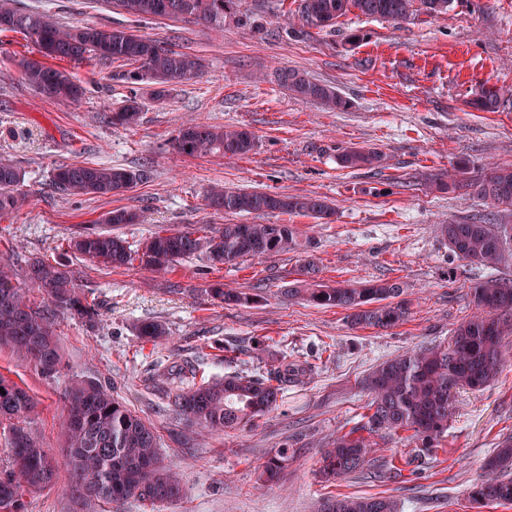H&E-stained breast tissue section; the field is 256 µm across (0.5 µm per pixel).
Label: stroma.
Instances as JSON below:
<instances>
[{"label":"stroma","instance_id":"stroma-1","mask_svg":"<svg viewBox=\"0 0 512 512\" xmlns=\"http://www.w3.org/2000/svg\"><path fill=\"white\" fill-rule=\"evenodd\" d=\"M17 4L70 23L130 24L205 63L204 75L175 85L166 102L145 100L136 127L115 128L107 115L130 87L112 70L68 63L85 95L80 106L60 104L22 76L20 62L37 56L36 46L18 34L0 35V160L21 167L28 193L20 209L0 214V256L15 257L19 275L30 259L69 264L99 308L92 325L56 311L63 367L54 378L0 348V376L35 398L27 427L58 464L54 485L26 495L24 512H317L322 498L338 495L389 497L399 512H512V503L478 505L469 497L486 459L512 436V340L492 383L457 392L448 429L426 451L418 474L403 470L413 444L402 431L371 435L366 473L329 482L319 474L322 449L361 421L370 400L362 379L407 351L446 346L452 330L478 313L472 286L512 278V258L493 267L451 259L436 231L483 217L490 205L465 188L429 193L421 186L447 172L471 182L487 168L512 167V0H452L447 13L420 11L400 24L352 12L335 27L305 34L299 0L272 12L263 0H239L240 13L262 20L256 36L233 23L220 31L170 18L132 24L107 0ZM355 32L360 41H351ZM281 67L334 86L348 108L333 112L296 99L274 79ZM484 89L498 91L509 108H472ZM193 120L245 126L255 148L235 158L180 154L172 141ZM353 147L379 152L381 167H342L340 156ZM75 162L142 169L146 177L115 196L56 192L53 170ZM214 186L321 195L335 202L336 214H227L207 205ZM117 208L144 212V223L111 228L135 244L161 230L291 223L303 246L218 270L198 253L161 271L110 268L69 250L74 232ZM309 261L332 285L400 283L408 318L387 330L354 329L343 309L288 298V285ZM216 283L248 293L249 302H214L207 290ZM149 321L166 329L158 343L138 336ZM282 355L308 362L314 374L254 425L226 433L189 427L170 404L171 373L183 366L213 381L230 368L265 371ZM77 379L106 385L154 429L163 464L179 475L178 499L153 506L119 500L90 511L75 498L60 427L67 414L62 395ZM282 448L288 460L279 481L263 485L265 463Z\"/></svg>","mask_w":512,"mask_h":512}]
</instances>
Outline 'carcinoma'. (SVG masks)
Listing matches in <instances>:
<instances>
[{
  "instance_id": "carcinoma-1",
  "label": "carcinoma",
  "mask_w": 512,
  "mask_h": 512,
  "mask_svg": "<svg viewBox=\"0 0 512 512\" xmlns=\"http://www.w3.org/2000/svg\"><path fill=\"white\" fill-rule=\"evenodd\" d=\"M125 14L138 20L150 17L182 18L224 29L230 20L250 26L261 24L238 13L237 0H114ZM450 0H301L298 13L302 26L325 28L357 10L375 19L404 21L417 11L429 14L448 11ZM15 32L32 42L38 58L21 61L23 78L43 97L71 105L80 102L84 88L72 73L49 64L51 60L110 66L121 62L127 69L117 76L131 85H145L151 99H168L171 86L199 77L204 63L199 57L173 49L167 43L126 28L100 27L91 23L62 25L51 16L21 10L15 0H0V33ZM279 85L297 98L316 101L332 110H344L348 102L332 86L319 83L295 69L276 73ZM474 108L495 112L503 105L493 90L473 100ZM142 103L133 95L112 111L110 123L133 127L140 123ZM179 153L188 156L222 154L242 156L254 148V138L245 128L190 123L173 140ZM345 168L374 170L381 156L370 150H349L341 156ZM145 177L139 169L118 166L66 164L54 169L52 185L73 197L119 195ZM21 168L0 161V213L17 209L27 198L20 190ZM472 191L495 207L512 212V168H499L469 184ZM210 205L226 213L278 212L284 215L329 219L334 204L325 197L280 195L245 189H215ZM139 215L115 209L103 216V224H135ZM502 223L467 221L443 224L440 232L449 251L459 260L496 264L504 260L498 234ZM300 247L293 224H225L197 236L191 231L158 232L131 247L110 231L86 227L70 239L68 248L109 267L139 265L165 270L184 257L202 253L213 266L233 265L244 257H260ZM304 279L288 289V296L302 297L318 306L348 311L354 328H392L404 321L409 302L397 283L385 280L360 285L334 286L317 280L318 269L309 262ZM481 313L459 324L448 345L407 352L377 366L364 380L371 394L364 423L336 436L320 459L322 475L331 480L362 470L368 463V434L409 431L408 439L427 449L448 429L454 394L463 388H481L495 380L504 361L502 340L512 330V280L490 279L471 289ZM211 298L233 306L248 300L247 294L216 284ZM62 309L92 324L98 305L78 288L73 270L60 262L28 263L26 278L15 277L8 264L0 265V346L22 355L43 376L51 378L61 369L58 340L53 328L55 311ZM138 336L156 343L165 336L156 322L143 323ZM313 375L309 365L282 358L267 373L227 372L224 378L201 384L177 386L171 392L176 413L190 426L216 430L255 424L284 402L290 387ZM0 424L19 420L35 408L33 398L16 383L0 376ZM68 407L62 425V453L74 474L72 492L85 502H112L136 498L152 505L179 497L176 475L166 469L158 454V436L152 427L112 398L101 384L81 380L64 393ZM11 456L0 468V512H23V497L47 488L54 477L53 459L35 437L18 424L10 425ZM288 449L276 452L263 468L264 481H275ZM469 497L476 504L512 503V436L503 439L488 463V473L474 484ZM319 512H397L395 502L383 496H342L326 499Z\"/></svg>"
}]
</instances>
